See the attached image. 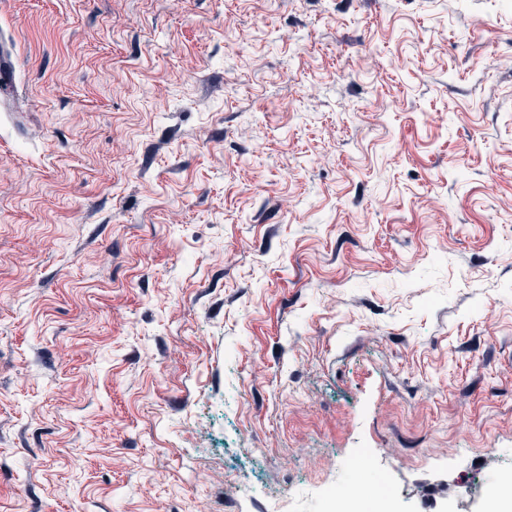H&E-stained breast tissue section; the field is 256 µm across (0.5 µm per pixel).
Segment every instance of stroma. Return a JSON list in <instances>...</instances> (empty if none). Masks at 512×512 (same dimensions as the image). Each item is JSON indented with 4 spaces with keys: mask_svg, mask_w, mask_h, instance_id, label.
<instances>
[{
    "mask_svg": "<svg viewBox=\"0 0 512 512\" xmlns=\"http://www.w3.org/2000/svg\"><path fill=\"white\" fill-rule=\"evenodd\" d=\"M0 47V512H488L512 0H0Z\"/></svg>",
    "mask_w": 512,
    "mask_h": 512,
    "instance_id": "stroma-1",
    "label": "stroma"
}]
</instances>
